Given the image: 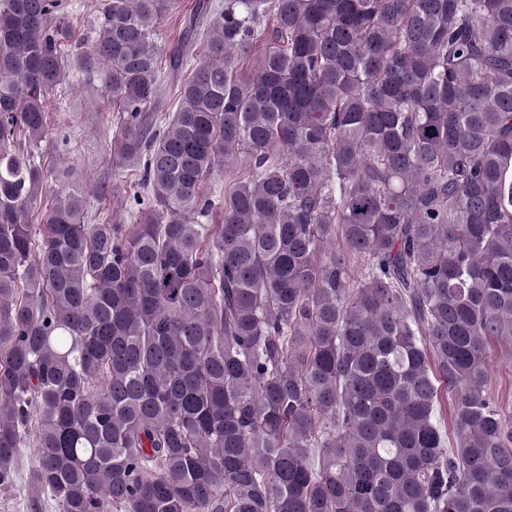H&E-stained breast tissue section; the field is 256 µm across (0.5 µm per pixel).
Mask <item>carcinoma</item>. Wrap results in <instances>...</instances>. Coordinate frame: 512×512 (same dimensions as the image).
<instances>
[{
  "label": "carcinoma",
  "mask_w": 512,
  "mask_h": 512,
  "mask_svg": "<svg viewBox=\"0 0 512 512\" xmlns=\"http://www.w3.org/2000/svg\"><path fill=\"white\" fill-rule=\"evenodd\" d=\"M172 4L105 0L86 48L0 0V491L31 445L58 512H512V0H197L164 117ZM67 47L134 224L64 183L30 223ZM180 10L177 13H168L160 21L155 41L159 52L160 82L159 97L167 105L169 112H174L178 104L177 89L186 78L183 70H173L170 67V50L180 40L182 26L181 18L189 15L195 0H181ZM488 361V389L498 396L504 415L512 418V337L495 341L489 348Z\"/></svg>",
  "instance_id": "obj_1"
}]
</instances>
